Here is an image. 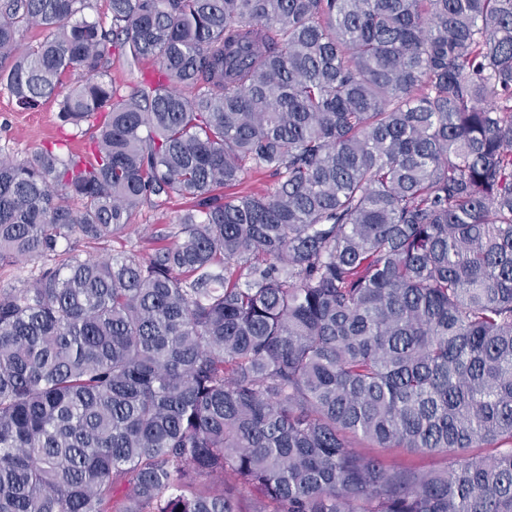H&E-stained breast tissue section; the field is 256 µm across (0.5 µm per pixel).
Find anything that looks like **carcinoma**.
<instances>
[{"label": "carcinoma", "mask_w": 512, "mask_h": 512, "mask_svg": "<svg viewBox=\"0 0 512 512\" xmlns=\"http://www.w3.org/2000/svg\"><path fill=\"white\" fill-rule=\"evenodd\" d=\"M92 8L0 0L16 106L95 129L0 160V512H512V0ZM151 65V61L145 60L141 63L140 67L131 71L125 59L115 55L112 56V64L110 65L109 72L112 77V81L116 84L122 85L133 78H140L141 74L153 69ZM176 202L164 209H152L143 207L136 212L132 219V226L123 234L108 241L100 243H87L82 239L71 238L69 242L63 241L60 250H69L71 254L79 255L84 259L89 256H102L135 248L144 256L153 252L160 242L156 240L158 235H168L162 243L174 239V233L178 230V219L184 204ZM43 265V259H35L19 266L0 267V288H21L31 273H37ZM372 450L381 454L389 463L412 462L425 470L440 469L446 465V459L442 456L420 452L411 453L406 448H372Z\"/></svg>", "instance_id": "obj_1"}]
</instances>
